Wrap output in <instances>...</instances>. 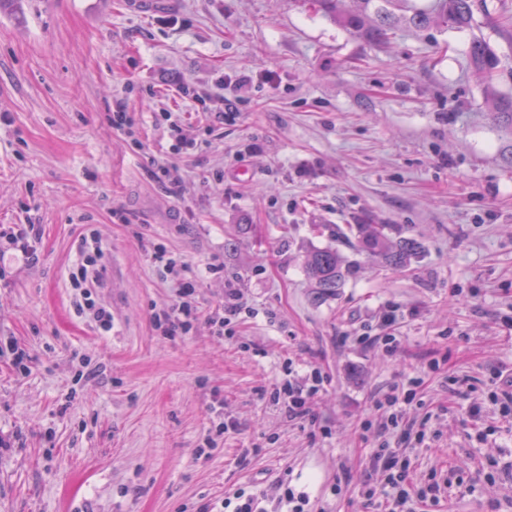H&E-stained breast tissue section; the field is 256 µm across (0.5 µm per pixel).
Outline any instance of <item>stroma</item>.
<instances>
[{
  "label": "stroma",
  "instance_id": "1",
  "mask_svg": "<svg viewBox=\"0 0 512 512\" xmlns=\"http://www.w3.org/2000/svg\"><path fill=\"white\" fill-rule=\"evenodd\" d=\"M475 36L512 94V43L480 14L375 45L303 0H0V226L36 246L0 277V512H197L244 486L275 512L283 479L312 512H374L367 423L418 375L412 466L475 488L428 512H512V429L489 398L512 374V158ZM336 224H396L423 249L373 269ZM91 232L108 331L72 303ZM332 246L359 270L318 300L304 259ZM158 251L199 281L174 337L151 319L173 298ZM232 288L243 311L215 324ZM388 307L394 352L353 341ZM315 369L311 418L288 419L274 388ZM469 56L472 64L490 84L500 65L498 54L487 41L476 37L469 44Z\"/></svg>",
  "mask_w": 512,
  "mask_h": 512
}]
</instances>
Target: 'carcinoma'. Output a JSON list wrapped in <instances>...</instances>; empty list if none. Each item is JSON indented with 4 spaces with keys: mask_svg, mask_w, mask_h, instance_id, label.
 Wrapping results in <instances>:
<instances>
[{
    "mask_svg": "<svg viewBox=\"0 0 512 512\" xmlns=\"http://www.w3.org/2000/svg\"><path fill=\"white\" fill-rule=\"evenodd\" d=\"M339 0H311V4L325 15L339 20L351 34L370 42L381 43L392 38L394 15L389 7L402 0H350L347 10L337 12ZM487 12L485 0H432L429 7L409 16V23L417 29L430 26L462 29L470 26L474 12ZM469 56L475 68L487 82H492L500 65V58L490 44L474 38L469 44ZM490 115L501 127L512 130V96L489 89ZM336 240L343 241L366 255L375 265L404 269L422 250L414 237L404 236L391 224H347L332 229ZM304 270L316 288L317 298L336 294L345 281L354 274L355 266L346 262L336 248L312 250L307 255Z\"/></svg>",
    "mask_w": 512,
    "mask_h": 512,
    "instance_id": "1",
    "label": "carcinoma"
}]
</instances>
